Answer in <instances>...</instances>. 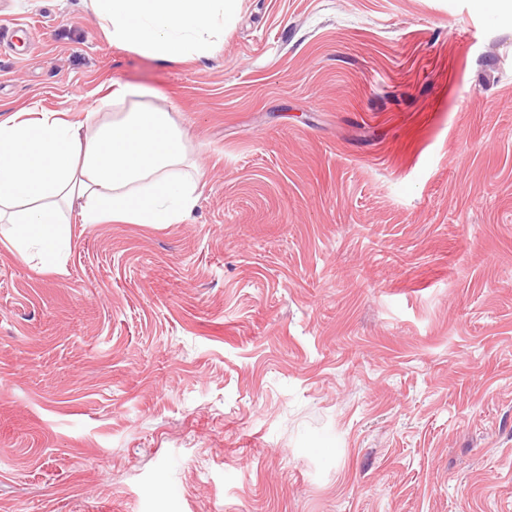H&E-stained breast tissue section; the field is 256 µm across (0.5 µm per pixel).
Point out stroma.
<instances>
[{"label": "stroma", "mask_w": 512, "mask_h": 512, "mask_svg": "<svg viewBox=\"0 0 512 512\" xmlns=\"http://www.w3.org/2000/svg\"><path fill=\"white\" fill-rule=\"evenodd\" d=\"M23 25L1 113L145 88L199 198L0 242V512H512V0H239L170 61Z\"/></svg>", "instance_id": "1"}]
</instances>
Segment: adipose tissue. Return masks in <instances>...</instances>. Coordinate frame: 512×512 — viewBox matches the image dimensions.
Here are the masks:
<instances>
[{"mask_svg": "<svg viewBox=\"0 0 512 512\" xmlns=\"http://www.w3.org/2000/svg\"><path fill=\"white\" fill-rule=\"evenodd\" d=\"M238 0H90L111 42L161 60L203 57L224 37ZM123 86L100 98L111 121L74 123L55 112L0 120V237L47 271L71 251L66 214L83 223L181 224L198 201L186 142L169 112L117 111L138 96Z\"/></svg>", "mask_w": 512, "mask_h": 512, "instance_id": "1", "label": "adipose tissue"}]
</instances>
